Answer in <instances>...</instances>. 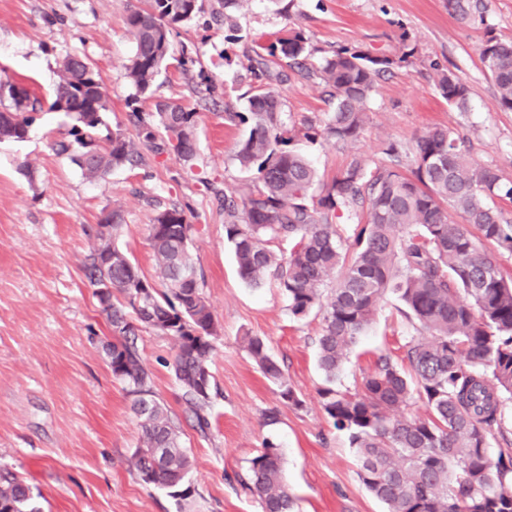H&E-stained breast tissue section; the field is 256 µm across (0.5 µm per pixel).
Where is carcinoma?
<instances>
[{"label":"carcinoma","mask_w":512,"mask_h":512,"mask_svg":"<svg viewBox=\"0 0 512 512\" xmlns=\"http://www.w3.org/2000/svg\"><path fill=\"white\" fill-rule=\"evenodd\" d=\"M144 2L126 18L135 50L125 69L139 95L150 92L172 58L173 33L201 8V0ZM448 10L462 20L481 16L480 0H448ZM311 55L309 39L290 31L271 43L267 54L248 58L258 85L248 100L249 112L233 117L247 125L235 160L254 173L253 188L236 196L203 179L224 203V233L238 275L252 288L277 278L296 319L321 313L322 407L347 433L359 460L358 477L386 512H512V448L495 460L487 454L488 436L502 429L504 408L512 403V280L480 249L484 240L512 252V220L496 206L498 198L512 200V182L472 161L467 139L446 127L418 138L409 175L398 145L389 143L384 162L371 165L354 158L330 181H321L295 142L313 143L323 135L343 143L358 139L376 79L405 58L372 56L348 46L317 65L309 62ZM271 58L319 78L328 100L335 102L333 111L318 123L291 124L271 88L280 78ZM480 61L501 108L512 112V41L488 36ZM90 67L76 57L65 58L60 67L49 109L61 111L66 99L77 111L66 113L70 127L55 143L58 154L95 181L138 166L140 142L193 168L198 113L177 105L159 102L156 114L148 117L129 113L135 140L119 126L100 138L107 100L99 74ZM435 86L449 105L465 111L469 90L455 73L437 70ZM41 109L25 89L0 79V141L24 140ZM452 210L466 224L453 223ZM108 214L112 231L106 239L94 231L95 243L82 262L92 287L107 279L118 293L102 308L110 330L100 344L140 420L142 446L132 464L144 483L167 491L180 506L192 496L187 485L191 461L178 427L155 396L137 330L142 326L172 338V368L184 412L193 428L207 435L213 388L209 361L218 329L189 250L193 224L177 205L157 211L149 225L154 280L115 243L121 209L103 210L98 224L107 223ZM345 215L359 219L350 256L342 251L336 223ZM279 239L296 241L285 261L269 248ZM389 294L403 305L399 312L405 318L428 332L402 345L411 374L382 355L359 389H337L348 351ZM245 342L281 401L300 405L266 342L257 336ZM419 402L424 417L409 414ZM240 482L257 497L262 512H294L282 452L273 441H265ZM0 512H41L30 487L7 467H0Z\"/></svg>","instance_id":"obj_1"}]
</instances>
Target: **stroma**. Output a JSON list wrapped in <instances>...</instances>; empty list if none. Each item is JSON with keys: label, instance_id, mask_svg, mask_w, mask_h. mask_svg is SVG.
<instances>
[{"label": "stroma", "instance_id": "35a3bbf8", "mask_svg": "<svg viewBox=\"0 0 512 512\" xmlns=\"http://www.w3.org/2000/svg\"><path fill=\"white\" fill-rule=\"evenodd\" d=\"M138 4L0 0V77L43 102L27 138L0 142V465L27 482L41 512H262L237 478L270 439L281 447L295 512H385L358 478L347 434L322 408L315 344L320 317L293 319L276 281L260 288L241 281L224 237L223 209L174 158L144 146L141 166L91 181L57 155L54 143L69 124L48 108L58 63L72 55L94 66L108 101V128L126 125L130 108L154 112L159 100L197 112V169L241 194L253 183L252 173L234 158L246 127L229 115L248 110L254 82L245 54L255 43L296 29L308 37L317 59L349 46L403 60L378 80L359 139L299 142L323 179L355 157L381 161L391 141L413 157L418 137L442 126L469 140L475 161L512 180V112L501 109L479 59L487 35L512 40V0H485L483 20L467 22L449 13L448 0H290L286 6L281 0H247L232 10L230 27L222 0H205L203 13L172 36L174 55L191 52L194 65L185 72L171 63L152 95L143 97L125 71L135 47L126 17ZM440 69L467 85L466 111L437 94ZM273 88L295 124L329 109L318 78L292 72ZM115 204L124 218L119 243L150 278L156 264L148 226L157 206L185 209L193 226L190 251L218 327L210 361L216 386L212 429L205 437L182 420L173 340L148 329L137 337L156 396L181 420V443L192 460L193 494L180 505L134 471L132 453L142 429L130 397L92 340L106 323L82 260L102 210ZM396 305L390 296L377 310L349 353L337 389H355L379 355L400 360L402 344L421 335ZM248 336L267 342L300 406L282 404L248 355ZM273 409L279 420L266 424L265 414Z\"/></svg>", "mask_w": 512, "mask_h": 512}]
</instances>
